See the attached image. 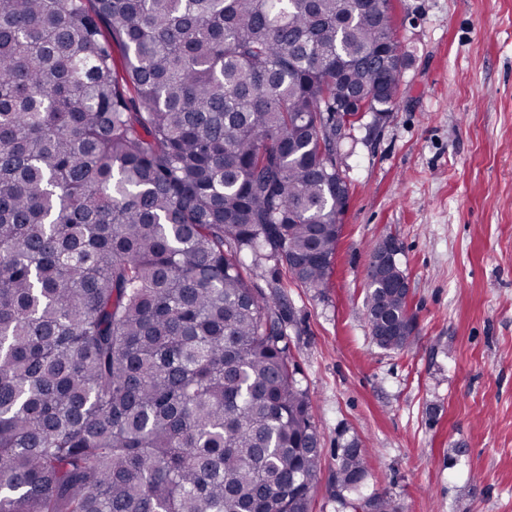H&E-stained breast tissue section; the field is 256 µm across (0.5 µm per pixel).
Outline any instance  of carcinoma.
Wrapping results in <instances>:
<instances>
[{"mask_svg": "<svg viewBox=\"0 0 512 512\" xmlns=\"http://www.w3.org/2000/svg\"><path fill=\"white\" fill-rule=\"evenodd\" d=\"M398 48L381 0H0V512H310L291 313L241 255L328 285L336 126ZM365 315L409 345L375 274ZM366 474L340 449L336 499Z\"/></svg>", "mask_w": 512, "mask_h": 512, "instance_id": "obj_1", "label": "carcinoma"}]
</instances>
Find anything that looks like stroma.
Wrapping results in <instances>:
<instances>
[{
  "instance_id": "obj_1",
  "label": "stroma",
  "mask_w": 512,
  "mask_h": 512,
  "mask_svg": "<svg viewBox=\"0 0 512 512\" xmlns=\"http://www.w3.org/2000/svg\"><path fill=\"white\" fill-rule=\"evenodd\" d=\"M390 6L400 91L336 144L349 197L328 286L251 255L243 274L291 311L322 448L311 512H353L332 485L352 441L368 453L363 494L398 512H512V0ZM388 236L416 316L403 350L377 346L365 317ZM399 253L398 240L394 237H387L373 249L369 257V266L380 275L389 277V269L396 263Z\"/></svg>"
}]
</instances>
